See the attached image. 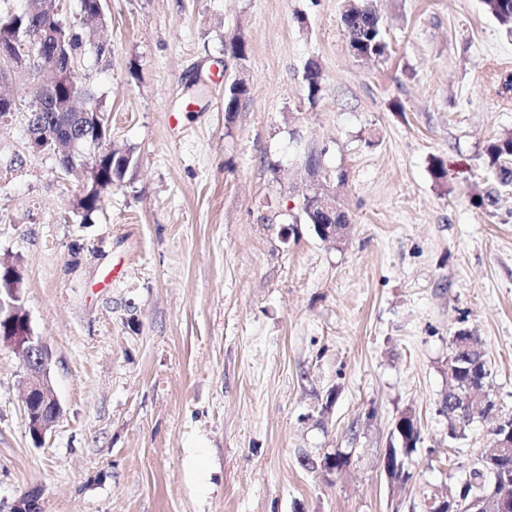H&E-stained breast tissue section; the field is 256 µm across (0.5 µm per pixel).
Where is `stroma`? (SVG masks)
Returning a JSON list of instances; mask_svg holds the SVG:
<instances>
[{
  "label": "stroma",
  "instance_id": "1",
  "mask_svg": "<svg viewBox=\"0 0 512 512\" xmlns=\"http://www.w3.org/2000/svg\"><path fill=\"white\" fill-rule=\"evenodd\" d=\"M344 3L107 0L112 54L80 72L139 165L91 223L22 114L0 122V259L22 267L62 407L35 445L24 363L0 346V512L35 487L41 512H428L494 447L512 416V185L485 147L512 133V38L483 0H373L390 52L359 62ZM236 36L247 60L224 52ZM312 148L347 174L340 244L300 211ZM460 330L495 408L452 440ZM407 411L420 442L398 483L381 462ZM337 448L352 463L330 475L316 462Z\"/></svg>",
  "mask_w": 512,
  "mask_h": 512
}]
</instances>
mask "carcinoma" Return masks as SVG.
I'll return each mask as SVG.
<instances>
[{"label": "carcinoma", "mask_w": 512, "mask_h": 512, "mask_svg": "<svg viewBox=\"0 0 512 512\" xmlns=\"http://www.w3.org/2000/svg\"><path fill=\"white\" fill-rule=\"evenodd\" d=\"M80 12L83 16L84 27L75 30L66 26L58 13L55 0H35L39 5L38 11H30L28 0L15 8L0 10V47L10 46L28 36L30 31L39 33V38L27 42L29 49L26 57L32 63L25 67H18L14 75L0 80V120L15 112H25L26 122H37L57 132L56 137L45 143L44 151L56 157L58 168L61 170L77 165V169H95L108 179L111 184H120L128 172L137 167L138 159L130 148L111 146L102 157L97 158L86 155L75 160L63 152V147L69 139L67 131L59 128L57 111L38 107V102L45 89L40 85L38 74L41 71L53 72L50 78L51 89L49 97L57 101L59 106H68L78 98L87 94L82 79H73V65L80 62L85 53L91 51L92 42L98 43V57L107 56L112 51L109 41L100 36L99 27L103 23L99 19L97 0H79ZM485 9L490 13L509 35H512V0H483ZM341 23L347 47L352 57L358 61L366 59H379L389 54V43L382 18L368 3V0H349L341 14ZM225 53L237 60L247 58V44L235 37L224 45ZM25 78L29 88V98L21 103L16 100L9 90V83L13 76ZM322 73L315 63L308 65L306 72V89L308 98L316 97L320 90ZM247 86L244 80L236 79L228 87L226 96V110L233 111L246 95ZM489 158V167L502 185L512 184V134H506L491 142L486 148ZM103 192H87L77 200L76 214L86 222L91 220L93 214L102 207ZM308 224H349L351 218L343 205H338L336 211L331 213L314 212L304 215ZM489 373L484 372L479 382H474L469 371L450 378L448 395L445 401L450 407L457 409L466 402L472 387L477 385L487 388ZM412 415L404 414L399 422L402 423L401 434L410 439V444H400L390 449L395 460L400 465H406L407 460L417 448L418 438L412 437ZM452 495L457 499L469 500L475 498L485 505L482 512H498L497 497L506 494L512 497V450L500 456L499 467L496 474L488 473L485 466L480 463L473 464L470 478L463 483L451 487Z\"/></svg>", "instance_id": "cac0c4a2"}]
</instances>
